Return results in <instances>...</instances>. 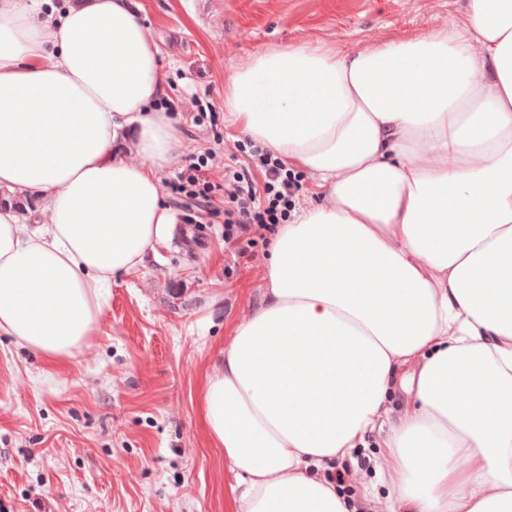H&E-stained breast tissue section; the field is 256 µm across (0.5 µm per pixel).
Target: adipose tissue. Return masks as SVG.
<instances>
[{
    "mask_svg": "<svg viewBox=\"0 0 512 512\" xmlns=\"http://www.w3.org/2000/svg\"><path fill=\"white\" fill-rule=\"evenodd\" d=\"M165 85L133 0H0V332L49 366L176 221ZM224 112L317 196L203 383L234 512H350L328 470L383 427L401 512H512V0L348 54L270 47ZM28 196L43 223L10 203Z\"/></svg>",
    "mask_w": 512,
    "mask_h": 512,
    "instance_id": "ef3b65f1",
    "label": "adipose tissue"
}]
</instances>
